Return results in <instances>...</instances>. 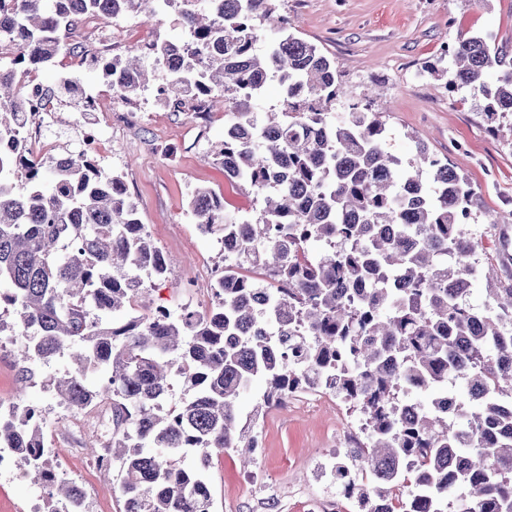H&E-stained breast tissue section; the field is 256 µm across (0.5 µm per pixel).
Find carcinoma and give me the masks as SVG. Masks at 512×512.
<instances>
[{
  "instance_id": "1",
  "label": "carcinoma",
  "mask_w": 512,
  "mask_h": 512,
  "mask_svg": "<svg viewBox=\"0 0 512 512\" xmlns=\"http://www.w3.org/2000/svg\"><path fill=\"white\" fill-rule=\"evenodd\" d=\"M145 2L0 0V38L18 46L0 67V304L25 336L21 389L32 384L31 359L75 348L54 387L76 408L112 406L106 452L122 470L123 512H211L208 480L182 463L185 452L239 448L249 463L255 436L240 396L261 383V403L279 404L318 374L366 431L354 457L370 486L352 493L368 505L397 502L370 512H512V286L471 301L490 280L465 223L474 190L419 140L410 157L391 152L375 99L349 95L336 61L291 32L273 0H159L178 5L189 39L105 64L114 90L153 79L162 95L190 86L224 106V139L211 152L229 182L262 200L255 218L237 221L222 195L198 189L189 203L197 229L238 259L214 284L219 299L177 316L128 314L145 279L165 278L171 261L121 174L79 153L64 165L30 156L17 125L26 78L65 48L61 32ZM261 24L278 37L258 52ZM65 49L87 52L81 41ZM426 71L481 97L485 117L512 133L511 46L460 36L448 64ZM272 81L277 108L255 111ZM341 100L358 105L338 119ZM256 254L267 283L238 272ZM90 370L107 382L89 384ZM175 377L193 394L162 414ZM457 379L462 396L448 388ZM30 413L0 420V443L39 482L44 431Z\"/></svg>"
}]
</instances>
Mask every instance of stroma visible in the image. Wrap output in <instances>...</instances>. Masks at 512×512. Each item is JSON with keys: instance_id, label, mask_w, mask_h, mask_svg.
Instances as JSON below:
<instances>
[{"instance_id": "1", "label": "stroma", "mask_w": 512, "mask_h": 512, "mask_svg": "<svg viewBox=\"0 0 512 512\" xmlns=\"http://www.w3.org/2000/svg\"><path fill=\"white\" fill-rule=\"evenodd\" d=\"M279 13L292 18L296 35L335 58L342 79L352 94L379 85L388 126V147L401 156L412 154L415 140L429 151L448 158L468 177L474 189L472 209L478 221L471 231L481 241L477 258L493 268L490 286L512 285V140L493 131L484 121L479 98L450 93L444 82L424 75V65L436 61L442 43L460 36L491 33L512 42V0H276ZM175 11L156 16L142 14L141 24L129 28L123 41L110 45L103 39L112 21L89 19L97 33L89 48L94 62L69 56L37 74L40 83L56 84L61 70H73L81 87L99 92L104 108L137 111L143 119L126 139L107 137L106 149L96 161L123 173L137 204L138 215L152 241L173 261L166 280L146 286L135 306L144 315L163 307L179 313L183 307L208 308V280L200 276L202 263L224 265L220 241L199 233L188 201L195 188L207 187L223 195L240 217L258 212L260 198L249 188L230 184L217 161L209 156L211 141L224 136V111L213 108L208 122L191 112H172L151 95L127 100L114 96L103 65L127 54L138 39H181ZM198 273L194 290H184V276ZM478 283L476 300L486 296ZM34 380L26 395H19L13 345L0 352V405L26 399L44 409L46 435L68 457L65 480L85 482L97 491L93 512H122L120 473L87 471L84 457L72 454L76 438L68 432L47 381L71 367L68 353L33 359ZM255 430L264 447L255 453L251 469H244L233 450L211 453L201 460L188 452L185 464H204L211 485L212 512H303L305 499L321 495L338 502L339 512H356L353 500L342 498L335 484L321 480V462L335 456L345 430L356 428L354 417L336 397L303 393L281 405L265 408ZM259 471L275 485L280 497L259 509V490L249 478Z\"/></svg>"}]
</instances>
